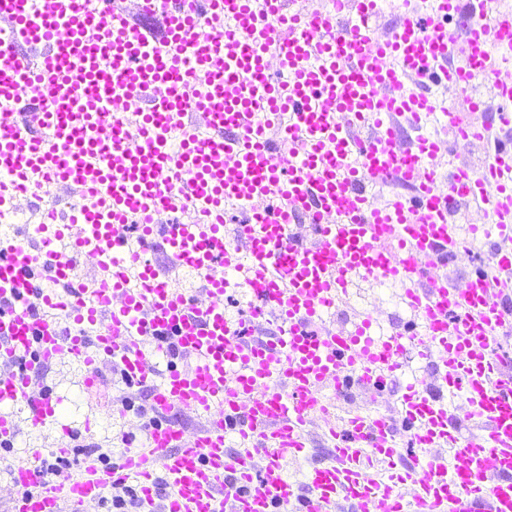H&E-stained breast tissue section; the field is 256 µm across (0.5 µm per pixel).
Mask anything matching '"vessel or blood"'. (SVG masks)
Here are the masks:
<instances>
[{
    "label": "vessel or blood",
    "instance_id": "1",
    "mask_svg": "<svg viewBox=\"0 0 512 512\" xmlns=\"http://www.w3.org/2000/svg\"><path fill=\"white\" fill-rule=\"evenodd\" d=\"M119 2L45 0L36 13L31 0H0V100L28 88L44 100L19 124L0 113V197L44 170L112 200L94 235L77 204L42 253L0 246V447L18 406L30 429L59 428V400L36 378L63 356L91 392L106 363L144 392V447L84 478L48 475L43 449H27L8 469L7 512H92L130 480L143 512H512V12L495 0H398L383 31L375 0H348L350 22L320 24L294 0H210L206 14L190 0L131 13ZM476 78L507 132L489 165H455L443 190L435 160L484 138ZM117 101L146 103L133 132L119 130ZM284 111L288 127L271 136ZM175 112L216 137L174 144ZM403 116L422 129L414 143L401 138ZM390 179L409 194L373 205V184ZM177 194L197 222L159 223L157 204ZM229 194L254 205L239 248L224 243ZM132 207L143 212L135 228L122 222ZM299 211L310 224L295 223ZM477 239L496 241L490 262L449 283ZM85 257L111 277L75 287ZM161 258L203 292L161 286ZM128 264L142 287H124ZM359 279L399 283L412 320L389 336L369 314L325 326ZM244 283L248 304L228 312L225 295ZM261 315L276 335H258ZM411 361L437 372L407 378ZM392 386L393 413L328 412ZM452 395L481 434L449 413ZM186 411L205 418L201 434L187 436ZM317 416L333 453L293 479L285 462L304 454Z\"/></svg>",
    "mask_w": 512,
    "mask_h": 512
}]
</instances>
